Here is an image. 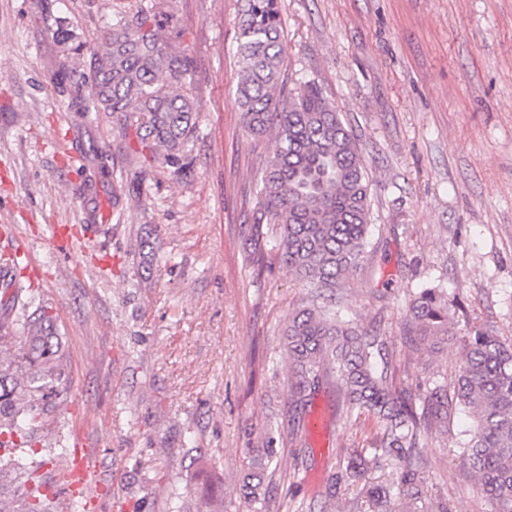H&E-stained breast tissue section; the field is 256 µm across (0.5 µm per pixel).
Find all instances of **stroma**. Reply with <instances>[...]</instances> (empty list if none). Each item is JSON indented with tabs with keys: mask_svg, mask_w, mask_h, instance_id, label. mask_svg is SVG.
Returning <instances> with one entry per match:
<instances>
[{
	"mask_svg": "<svg viewBox=\"0 0 512 512\" xmlns=\"http://www.w3.org/2000/svg\"><path fill=\"white\" fill-rule=\"evenodd\" d=\"M144 0H0V213L29 249L30 286L66 343L70 394L41 429L54 478L79 434L100 450L96 480L124 512H250L230 493L246 452L272 437L271 512H321L350 449L377 427L346 414L335 383L306 404L290 396L283 336L306 290L279 263L257 270L244 224L251 172L265 154L234 103L242 0H173L178 42L193 60L198 104L188 167L139 172L136 141L105 112L73 102L90 49ZM289 84L312 80L357 138L370 180L368 253L344 283L343 319L377 332L412 393L453 385L458 344L410 352L406 305L440 288L458 332L512 342V0H278ZM64 26L67 40L54 32ZM85 155L75 168L72 153ZM98 186L112 221L78 256L49 227L81 234ZM322 419L321 430L310 425ZM472 425L426 436V482L448 512H490L455 447ZM396 482L382 461L336 499L371 512L368 491Z\"/></svg>",
	"mask_w": 512,
	"mask_h": 512,
	"instance_id": "1",
	"label": "stroma"
}]
</instances>
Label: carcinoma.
Wrapping results in <instances>:
<instances>
[{
    "label": "carcinoma",
    "mask_w": 512,
    "mask_h": 512,
    "mask_svg": "<svg viewBox=\"0 0 512 512\" xmlns=\"http://www.w3.org/2000/svg\"><path fill=\"white\" fill-rule=\"evenodd\" d=\"M172 16L171 0H151L113 24L91 51L90 84L75 106L138 114L141 166L161 159L178 176L187 168L182 157L196 118L183 90L192 60L169 28ZM236 42L235 102L245 132L266 143L246 231L258 247L274 235L276 259L311 294L288 316L284 331L296 378L292 397L301 402L335 376L349 411L374 419L380 435L375 454L396 466L402 496L371 489L373 512H420L427 462L413 458V450L424 435H448L455 413L469 411L473 425L458 447L491 512H512V344L487 332L456 335L442 291L423 290L407 306L406 344L417 351L427 341L454 337L462 356L453 391L436 385L416 406V395L397 384L385 360L383 339L339 316L338 290L360 265L369 237V180L357 139L318 84L288 88L277 0H243ZM21 264L16 254L0 255V294L22 315L16 325L0 321V348L18 345L25 364L19 379L0 368V448L13 449L0 466L13 475L11 497L0 498V512H55L56 498L39 492L46 480L35 455L47 407L68 394L65 341L54 331L52 311L18 286ZM274 455L273 448L251 450L238 487L262 509L268 507L265 482ZM367 465L362 452L353 451L332 486L355 480Z\"/></svg>",
    "instance_id": "carcinoma-1"
}]
</instances>
